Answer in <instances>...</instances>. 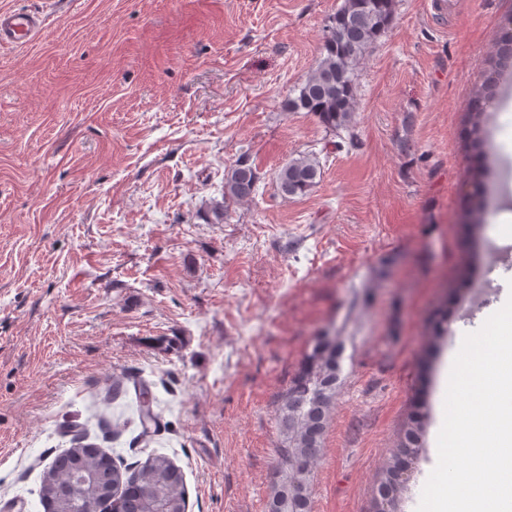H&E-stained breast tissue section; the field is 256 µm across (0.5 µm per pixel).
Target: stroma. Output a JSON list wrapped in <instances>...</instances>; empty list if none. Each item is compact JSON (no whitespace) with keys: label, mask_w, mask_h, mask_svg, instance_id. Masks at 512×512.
Segmentation results:
<instances>
[{"label":"stroma","mask_w":512,"mask_h":512,"mask_svg":"<svg viewBox=\"0 0 512 512\" xmlns=\"http://www.w3.org/2000/svg\"><path fill=\"white\" fill-rule=\"evenodd\" d=\"M342 2L68 0L34 43L0 47V512H44V469L79 435L131 470L166 455L187 512H269L281 396L322 335L341 357L311 512H373L413 403L425 389L439 405L445 359L512 273L491 264L512 211L500 170L485 227L463 224L465 114L512 0H396L358 72L353 138L326 154L334 133L282 104ZM311 152L320 180L282 200L278 168ZM243 155L255 198L208 223ZM138 383L160 418L149 439L130 419Z\"/></svg>","instance_id":"stroma-1"}]
</instances>
